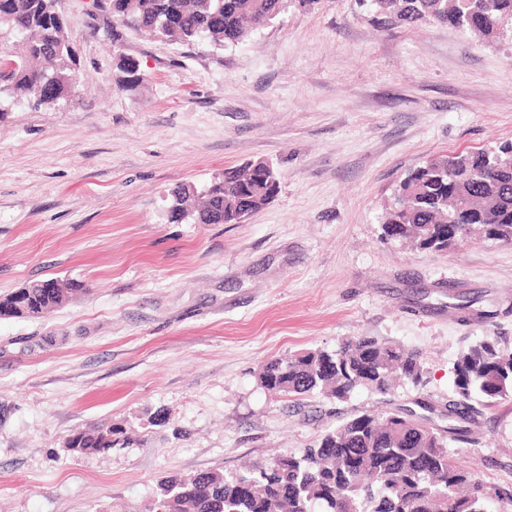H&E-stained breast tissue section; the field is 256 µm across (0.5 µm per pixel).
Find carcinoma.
<instances>
[{"mask_svg": "<svg viewBox=\"0 0 512 512\" xmlns=\"http://www.w3.org/2000/svg\"><path fill=\"white\" fill-rule=\"evenodd\" d=\"M58 0H0V37H19V48L0 54V94L27 95L50 80L56 97L77 87L76 59L56 17ZM319 0H107L126 29L158 40L193 45L241 44L292 7L311 9ZM389 21L448 24L486 41L512 29V0H371ZM122 87L143 82L137 62L122 55ZM199 195L192 184L172 189L168 220L175 223L237 224L268 206L280 191V176L267 161L226 168ZM406 205L393 206L384 223L400 225L399 240L416 249L443 252L455 244L438 235V224H483L488 239L512 243V142L495 149L428 158L400 183ZM47 288L34 280L0 297V317L35 319L63 305L69 289L56 279ZM418 386L420 354L371 337L335 350L309 349L267 362L264 387L288 397L312 394L344 401L358 388L391 392L392 370ZM512 399V352L498 337L485 336L464 349L454 364L448 394V427L435 428L411 411L355 416L321 435L299 455H280L242 473L203 472L170 476L158 484L165 512H490L500 490L463 469L448 442L468 440L477 405ZM121 426L79 431L70 449L99 453L140 442Z\"/></svg>", "mask_w": 512, "mask_h": 512, "instance_id": "carcinoma-1", "label": "carcinoma"}]
</instances>
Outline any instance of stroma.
<instances>
[{
  "mask_svg": "<svg viewBox=\"0 0 512 512\" xmlns=\"http://www.w3.org/2000/svg\"><path fill=\"white\" fill-rule=\"evenodd\" d=\"M78 59L71 96L0 99V296L78 285L36 319L0 318V512H156L170 475L296 455L364 413L447 426L453 364L498 336L512 350V244L437 253L383 236L424 160L512 141V39L407 28L366 0H320L226 47L114 29L98 0H59ZM144 80L122 90L119 55ZM254 159L282 176L239 224L169 222L179 183ZM494 311L460 324L457 305ZM360 336L418 351L424 383L293 400L273 358ZM134 426L143 442L80 454L76 432ZM462 465L512 493V399L483 409Z\"/></svg>",
  "mask_w": 512,
  "mask_h": 512,
  "instance_id": "obj_1",
  "label": "stroma"
}]
</instances>
